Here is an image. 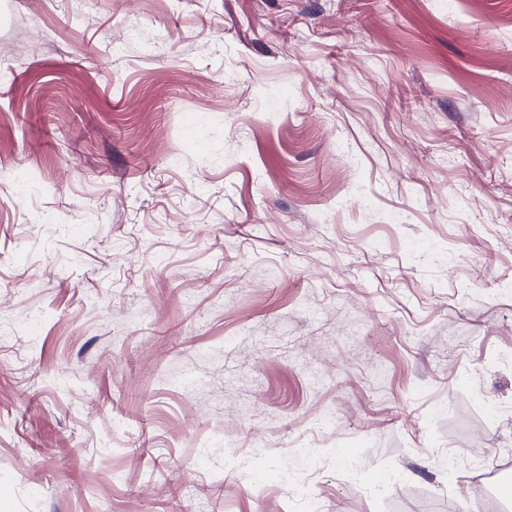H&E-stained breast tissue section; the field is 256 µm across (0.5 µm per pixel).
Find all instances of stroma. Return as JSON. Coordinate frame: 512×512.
Here are the masks:
<instances>
[{
    "instance_id": "stroma-1",
    "label": "stroma",
    "mask_w": 512,
    "mask_h": 512,
    "mask_svg": "<svg viewBox=\"0 0 512 512\" xmlns=\"http://www.w3.org/2000/svg\"><path fill=\"white\" fill-rule=\"evenodd\" d=\"M95 8L0 0V512H512V0Z\"/></svg>"
}]
</instances>
